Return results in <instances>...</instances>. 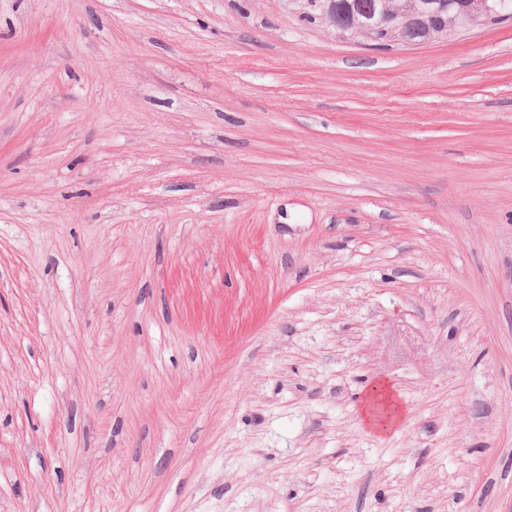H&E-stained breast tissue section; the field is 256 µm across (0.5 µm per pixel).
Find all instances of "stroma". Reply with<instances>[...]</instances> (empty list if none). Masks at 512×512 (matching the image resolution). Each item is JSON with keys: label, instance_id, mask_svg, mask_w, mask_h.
I'll return each mask as SVG.
<instances>
[{"label": "stroma", "instance_id": "35a3bbf8", "mask_svg": "<svg viewBox=\"0 0 512 512\" xmlns=\"http://www.w3.org/2000/svg\"><path fill=\"white\" fill-rule=\"evenodd\" d=\"M0 512H512V19L0 0ZM420 1V0H380L381 20L376 25L369 23L355 22L353 18L344 13L328 12V24L338 32L351 30L356 37H362L370 41L376 40V33L382 30L386 36H392V42L403 46H417L423 43L416 42L425 40L431 42L443 38L432 19L437 21V26L446 33H455L467 30L475 25L472 20V12H479L485 9V14L491 17L507 18L512 13V4L509 0H493L494 6H487V0H457L458 2H470L467 10L461 11L456 7L458 2L454 0ZM420 15H428L432 19L419 17L411 11ZM409 13V14H408ZM484 13H477L476 22L484 23ZM406 15L405 18H403ZM403 18V21H402ZM401 21L404 33L400 30Z\"/></svg>", "mask_w": 512, "mask_h": 512}]
</instances>
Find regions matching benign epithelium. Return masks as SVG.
I'll use <instances>...</instances> for the list:
<instances>
[{
  "instance_id": "1",
  "label": "benign epithelium",
  "mask_w": 512,
  "mask_h": 512,
  "mask_svg": "<svg viewBox=\"0 0 512 512\" xmlns=\"http://www.w3.org/2000/svg\"><path fill=\"white\" fill-rule=\"evenodd\" d=\"M487 0H472L467 10L457 8L455 0H380L381 20L376 25L356 22L343 13L330 12L328 24L338 32L350 30L356 37L373 41L376 33L384 31L392 36L393 42L403 46H416L418 42L408 39L400 30L402 18L411 11L427 15L437 21V26L445 32L455 33L475 25L472 12L485 10L491 17L507 18L512 15V0H493L494 5H486Z\"/></svg>"
}]
</instances>
